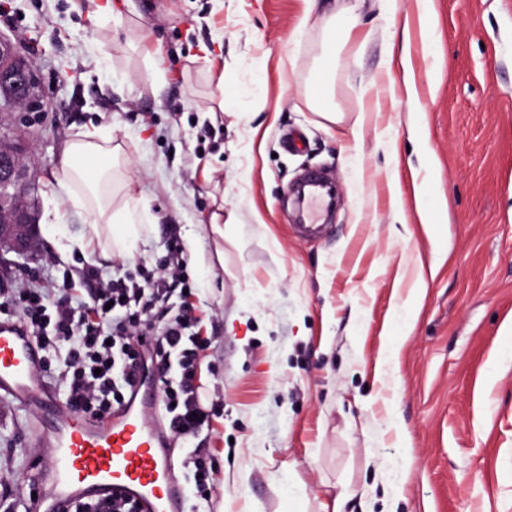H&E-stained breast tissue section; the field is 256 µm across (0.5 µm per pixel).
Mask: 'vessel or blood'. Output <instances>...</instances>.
Returning a JSON list of instances; mask_svg holds the SVG:
<instances>
[{"mask_svg": "<svg viewBox=\"0 0 512 512\" xmlns=\"http://www.w3.org/2000/svg\"><path fill=\"white\" fill-rule=\"evenodd\" d=\"M43 352L17 320L0 321V399L37 410L30 432L50 453L29 481L32 512L83 501L130 500L137 512H186V491L164 424L155 377L137 375L125 403L103 421L78 413L46 382Z\"/></svg>", "mask_w": 512, "mask_h": 512, "instance_id": "1", "label": "vessel or blood"}]
</instances>
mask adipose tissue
Segmentation results:
<instances>
[{
    "instance_id": "adipose-tissue-1",
    "label": "adipose tissue",
    "mask_w": 512,
    "mask_h": 512,
    "mask_svg": "<svg viewBox=\"0 0 512 512\" xmlns=\"http://www.w3.org/2000/svg\"><path fill=\"white\" fill-rule=\"evenodd\" d=\"M356 17L343 22L328 18L324 24L325 53L310 81L314 93L308 94V107L328 122H336L338 114L331 95V78L336 68L335 33L338 26H354ZM122 155L120 145L112 135L95 130H82L75 134L56 174L57 188L67 194H75L76 205L83 207L90 216L89 231L103 250L121 246L133 251L137 246L141 224L138 202L133 195H126L120 206H113L111 199L97 197L100 183L111 182L112 170Z\"/></svg>"
}]
</instances>
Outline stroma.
I'll return each instance as SVG.
<instances>
[{
	"mask_svg": "<svg viewBox=\"0 0 512 512\" xmlns=\"http://www.w3.org/2000/svg\"><path fill=\"white\" fill-rule=\"evenodd\" d=\"M0 0V36L23 44L47 109L27 113L42 229L0 290L86 262L102 279L158 265L177 229L191 314L213 339L197 360L215 471L200 512H512V0H433L425 57L417 0ZM357 13L333 84L337 122L305 103L322 14ZM408 44V96L391 44ZM163 82L153 86L152 71ZM366 114L360 159L348 156ZM112 134L131 161L143 240L103 255L55 190L67 143ZM336 186L306 241L286 192L309 170ZM433 171L440 217L414 185ZM234 213L215 233L216 206ZM50 224L66 232L58 242ZM33 413L0 401V473L18 492L43 450Z\"/></svg>",
	"mask_w": 512,
	"mask_h": 512,
	"instance_id": "stroma-1",
	"label": "stroma"
}]
</instances>
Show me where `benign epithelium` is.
Here are the masks:
<instances>
[{"mask_svg":"<svg viewBox=\"0 0 512 512\" xmlns=\"http://www.w3.org/2000/svg\"><path fill=\"white\" fill-rule=\"evenodd\" d=\"M20 48L0 37V261L3 253L24 256L38 245V218L28 200L36 171L30 168L22 144L15 141L13 124L19 112H44L46 103L29 62L18 61Z\"/></svg>","mask_w":512,"mask_h":512,"instance_id":"benign-epithelium-1","label":"benign epithelium"}]
</instances>
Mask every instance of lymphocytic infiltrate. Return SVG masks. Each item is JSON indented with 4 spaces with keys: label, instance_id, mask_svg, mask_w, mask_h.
I'll use <instances>...</instances> for the list:
<instances>
[{
    "label": "lymphocytic infiltrate",
    "instance_id": "1",
    "mask_svg": "<svg viewBox=\"0 0 512 512\" xmlns=\"http://www.w3.org/2000/svg\"><path fill=\"white\" fill-rule=\"evenodd\" d=\"M170 236L159 267L101 280L91 264L70 268L61 283L34 285L0 300L16 312L44 354L42 372L76 411L102 419L120 407L144 361L158 369L167 429L195 438L210 422L195 383L196 361L210 339L199 335L183 292L188 280ZM88 284L86 295L75 283Z\"/></svg>",
    "mask_w": 512,
    "mask_h": 512
}]
</instances>
